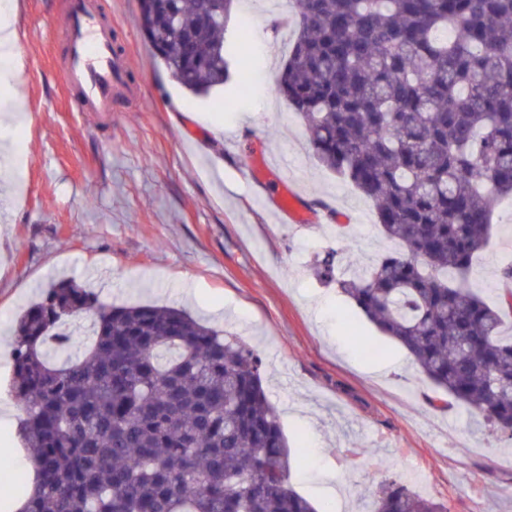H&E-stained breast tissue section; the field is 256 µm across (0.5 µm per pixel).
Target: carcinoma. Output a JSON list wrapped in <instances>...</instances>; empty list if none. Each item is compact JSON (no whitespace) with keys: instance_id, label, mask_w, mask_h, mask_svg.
<instances>
[{"instance_id":"1","label":"carcinoma","mask_w":512,"mask_h":512,"mask_svg":"<svg viewBox=\"0 0 512 512\" xmlns=\"http://www.w3.org/2000/svg\"><path fill=\"white\" fill-rule=\"evenodd\" d=\"M276 82L317 162L375 205L394 243L318 274L399 342L448 400L512 437V266L498 304L469 284L497 201L512 198V0H298ZM213 0H142L169 77L204 96L249 52L200 22ZM18 432L36 473L20 512H317L247 344L175 306H114L73 279L15 320ZM372 512H446L393 480Z\"/></svg>"}]
</instances>
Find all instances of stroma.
<instances>
[{"label": "stroma", "mask_w": 512, "mask_h": 512, "mask_svg": "<svg viewBox=\"0 0 512 512\" xmlns=\"http://www.w3.org/2000/svg\"><path fill=\"white\" fill-rule=\"evenodd\" d=\"M67 2L0 0L15 32L0 58V110L24 118L0 128L14 144L0 159V404L13 400V322L65 276L107 303L185 306L253 346L288 439L290 483L318 512H372L388 478L447 512H512V437L463 406L430 407L434 390L410 356L315 274L324 250L341 249L349 274L391 244L371 201L316 162L300 116L268 91L293 41L271 34L275 9L233 7L231 28L250 29L255 83L234 75L196 97L152 57L137 0H95L138 96L79 112L62 78ZM273 152L287 176L245 181ZM284 179L310 227L273 223ZM342 215L355 220L344 241L332 231ZM509 263L505 199L471 277L488 303Z\"/></svg>", "instance_id": "obj_1"}]
</instances>
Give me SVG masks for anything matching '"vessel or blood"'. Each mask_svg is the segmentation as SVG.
Wrapping results in <instances>:
<instances>
[{"mask_svg": "<svg viewBox=\"0 0 512 512\" xmlns=\"http://www.w3.org/2000/svg\"><path fill=\"white\" fill-rule=\"evenodd\" d=\"M111 29L110 21L97 14L94 0H71L63 78L77 111L110 112L134 93L125 80L127 57L115 51Z\"/></svg>", "mask_w": 512, "mask_h": 512, "instance_id": "b4317fda", "label": "vessel or blood"}]
</instances>
